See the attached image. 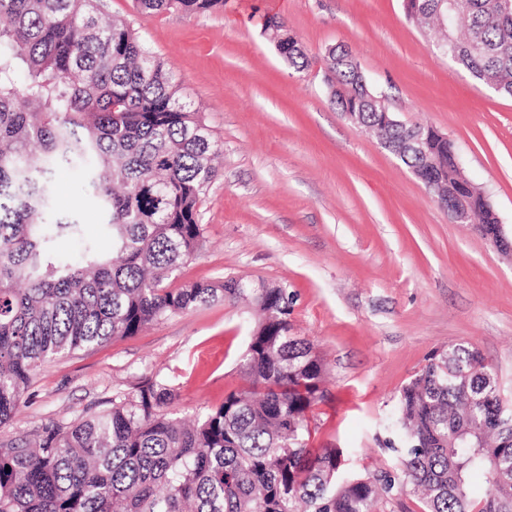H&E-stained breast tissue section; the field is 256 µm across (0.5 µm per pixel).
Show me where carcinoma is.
I'll return each mask as SVG.
<instances>
[{"mask_svg": "<svg viewBox=\"0 0 512 512\" xmlns=\"http://www.w3.org/2000/svg\"><path fill=\"white\" fill-rule=\"evenodd\" d=\"M135 3L145 15L224 9ZM101 15L98 0H0V425L48 361L218 300L258 313L241 363L248 387L186 424L166 411L174 391L147 380L100 414L1 441L0 512H372L399 487L421 495L425 512H512V402L476 348L432 355L400 390L386 423L395 474L345 476L342 449L308 446L325 367L290 334L287 288L233 278L172 287L197 255L216 144L130 23ZM454 25L456 63L511 95L512 14L463 0ZM266 31L289 64L306 66L281 23ZM326 70L336 110L376 126L387 108L371 102L354 57L332 48ZM424 133L407 159L426 168L425 188L467 201L474 223H499L474 183L457 179L455 143ZM59 168L97 204L100 239L76 213H52ZM60 239L75 257L57 251Z\"/></svg>", "mask_w": 512, "mask_h": 512, "instance_id": "1", "label": "carcinoma"}]
</instances>
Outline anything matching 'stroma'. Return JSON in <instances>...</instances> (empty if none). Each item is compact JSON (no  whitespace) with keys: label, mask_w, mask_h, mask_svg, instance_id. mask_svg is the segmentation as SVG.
Listing matches in <instances>:
<instances>
[{"label":"stroma","mask_w":512,"mask_h":512,"mask_svg":"<svg viewBox=\"0 0 512 512\" xmlns=\"http://www.w3.org/2000/svg\"><path fill=\"white\" fill-rule=\"evenodd\" d=\"M165 63L222 151L201 205L203 237L180 282L244 277L284 285L294 335L322 358L327 399L312 448H347L348 467L391 472L385 429L399 390L436 352L476 347L512 397V253L448 212L378 138L337 112L324 82L332 47L348 50L395 118L456 144L471 180L512 236V97L441 54L435 29L404 0H224L223 11L146 16L102 0ZM284 23L308 66H289L263 29ZM54 208L99 234L94 201L55 176ZM255 318L219 301L44 364L0 441L52 420L101 412L146 380L171 386L192 417L245 385Z\"/></svg>","instance_id":"1"}]
</instances>
